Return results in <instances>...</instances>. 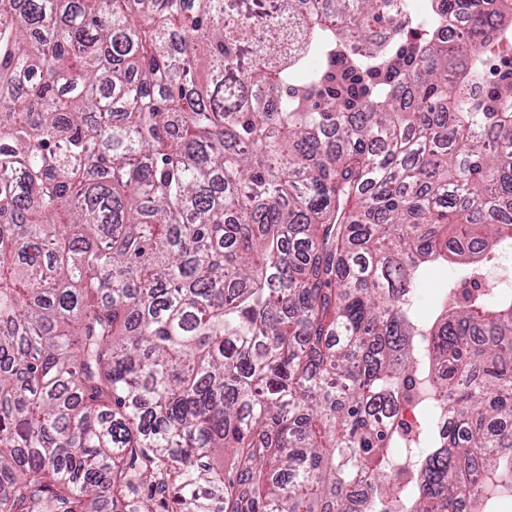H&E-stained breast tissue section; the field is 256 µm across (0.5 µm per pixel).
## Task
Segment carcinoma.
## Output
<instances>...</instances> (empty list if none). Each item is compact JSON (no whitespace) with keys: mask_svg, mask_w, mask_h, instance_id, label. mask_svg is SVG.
I'll use <instances>...</instances> for the list:
<instances>
[{"mask_svg":"<svg viewBox=\"0 0 512 512\" xmlns=\"http://www.w3.org/2000/svg\"><path fill=\"white\" fill-rule=\"evenodd\" d=\"M511 34L512 0H0V512H376L401 459L400 512L512 498V69L477 92Z\"/></svg>","mask_w":512,"mask_h":512,"instance_id":"carcinoma-1","label":"carcinoma"}]
</instances>
